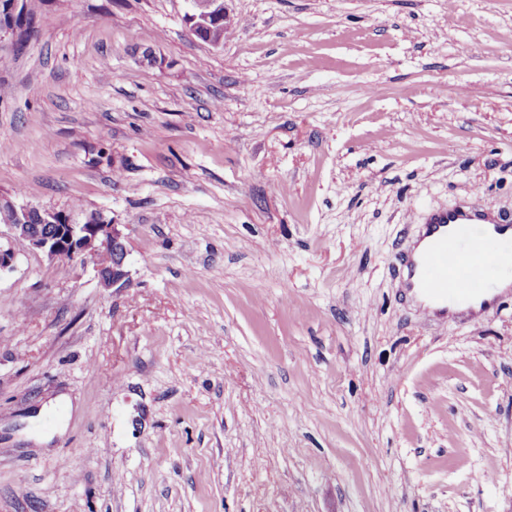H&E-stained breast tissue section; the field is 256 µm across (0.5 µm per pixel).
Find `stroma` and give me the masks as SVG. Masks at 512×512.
I'll return each instance as SVG.
<instances>
[{
	"instance_id": "obj_1",
	"label": "stroma",
	"mask_w": 512,
	"mask_h": 512,
	"mask_svg": "<svg viewBox=\"0 0 512 512\" xmlns=\"http://www.w3.org/2000/svg\"><path fill=\"white\" fill-rule=\"evenodd\" d=\"M36 4L0 196L121 224L131 284L0 276V512H512V289L423 322L390 268L473 191L512 216V0H228L217 46Z\"/></svg>"
}]
</instances>
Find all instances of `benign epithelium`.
<instances>
[{
    "instance_id": "benign-epithelium-1",
    "label": "benign epithelium",
    "mask_w": 512,
    "mask_h": 512,
    "mask_svg": "<svg viewBox=\"0 0 512 512\" xmlns=\"http://www.w3.org/2000/svg\"><path fill=\"white\" fill-rule=\"evenodd\" d=\"M187 18L193 28L212 35L219 45L221 24L230 18L226 0H189ZM1 225L7 228V244L0 243V274L10 272L17 259L16 246L41 252L50 259H73L81 255L99 257L112 254V265L96 266L99 283L104 288H126L130 285L126 237L119 225L96 213L77 219L68 212L31 205H18L0 197Z\"/></svg>"
}]
</instances>
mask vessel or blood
<instances>
[{
  "instance_id": "1",
  "label": "vessel or blood",
  "mask_w": 512,
  "mask_h": 512,
  "mask_svg": "<svg viewBox=\"0 0 512 512\" xmlns=\"http://www.w3.org/2000/svg\"><path fill=\"white\" fill-rule=\"evenodd\" d=\"M512 255V219L481 194L430 214L418 244L391 261L407 292L420 297L421 320L447 318L448 307L486 296Z\"/></svg>"
}]
</instances>
